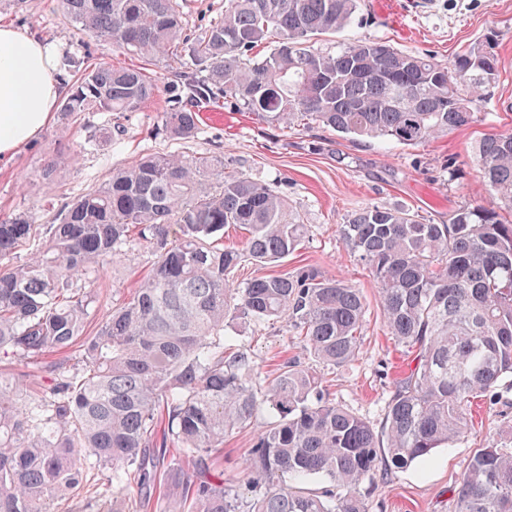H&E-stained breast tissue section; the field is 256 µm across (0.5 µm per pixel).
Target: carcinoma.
<instances>
[{
    "label": "carcinoma",
    "mask_w": 512,
    "mask_h": 512,
    "mask_svg": "<svg viewBox=\"0 0 512 512\" xmlns=\"http://www.w3.org/2000/svg\"><path fill=\"white\" fill-rule=\"evenodd\" d=\"M78 30L147 63L190 59L175 72L170 138L195 137L202 104L220 98L274 126L328 127L407 147L477 119L498 76L474 46L443 62L358 39L324 51L315 36L350 26L361 0H228L224 16L192 38L179 0H60ZM77 74L63 119L134 112L158 87L139 69L66 58ZM473 155L491 202L465 203L448 223L372 205L341 225L369 266L382 318L414 366L395 384L381 431L332 401L317 371L291 362L263 379L251 349L227 330L286 318L314 361L344 367L360 348L359 289L303 265L229 279L244 263L293 253L307 225L269 184L209 156L143 155L89 190L45 228V247L0 267V354L51 375L32 407V374L0 373V512H53L78 489L84 464L144 489L165 484L158 448L178 446L193 470L172 512H370L362 485L399 472L468 436L473 399L512 382V133L481 138ZM242 250L220 246L224 227ZM22 215L0 219V261L35 239ZM153 244L151 272L93 336L92 296L70 287L131 237ZM77 349L81 367L49 362ZM268 421L251 449L245 489L224 484L212 458L224 436ZM456 512H512V437L475 451L455 491Z\"/></svg>",
    "instance_id": "cac0c4a2"
}]
</instances>
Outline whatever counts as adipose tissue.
Returning <instances> with one entry per match:
<instances>
[{
    "instance_id": "ef3b65f1",
    "label": "adipose tissue",
    "mask_w": 512,
    "mask_h": 512,
    "mask_svg": "<svg viewBox=\"0 0 512 512\" xmlns=\"http://www.w3.org/2000/svg\"><path fill=\"white\" fill-rule=\"evenodd\" d=\"M54 44L0 25V159L10 158L50 124L63 86Z\"/></svg>"
}]
</instances>
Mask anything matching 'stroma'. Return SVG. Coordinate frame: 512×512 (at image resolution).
Instances as JSON below:
<instances>
[{"label": "stroma", "instance_id": "obj_1", "mask_svg": "<svg viewBox=\"0 0 512 512\" xmlns=\"http://www.w3.org/2000/svg\"><path fill=\"white\" fill-rule=\"evenodd\" d=\"M2 24L56 44L64 58L85 56L130 68L142 64L138 56L78 30L63 16L58 0H0ZM361 38L447 62L467 45L488 41L498 59L499 76L479 108L478 121L425 144L402 147L373 139L346 140L316 125L280 129L218 102L203 105L195 138L174 140L164 132L161 119L171 107L167 87L172 68L160 60L148 70L159 91L138 111L119 119L85 112L74 123L54 115L41 137L14 158L0 160V218L24 215L35 224L53 223L60 211L108 181L113 171L155 152L217 156L227 170L273 184L308 227L297 249L278 264V272L311 264L359 288L365 297L358 355L348 366L325 369L324 378L336 403L380 426L393 385L410 368L411 356L385 326L372 274L345 246L339 229L371 205L406 209L438 224L462 203H489L473 147L485 134L512 133V0H363L351 26L320 35L316 45L332 51L338 44ZM104 127L112 130L105 141L97 136ZM48 167L53 170L49 178L44 175ZM155 260L152 246L136 240L102 269L73 280V287L94 296L88 333L97 331ZM242 332L261 371H272L288 358L303 366L311 363L286 319L256 322L243 326ZM472 416L474 428L465 439L368 485L370 512H456L454 490L476 449L512 436V390L499 391L491 401L475 400ZM257 433L252 427L225 437L224 454L216 465L225 483L244 486ZM121 493L127 512H167L182 487L171 483L163 495L149 496L128 483ZM111 501L106 469L89 464L81 488L56 508L98 512L101 504Z\"/></svg>", "mask_w": 512, "mask_h": 512}]
</instances>
